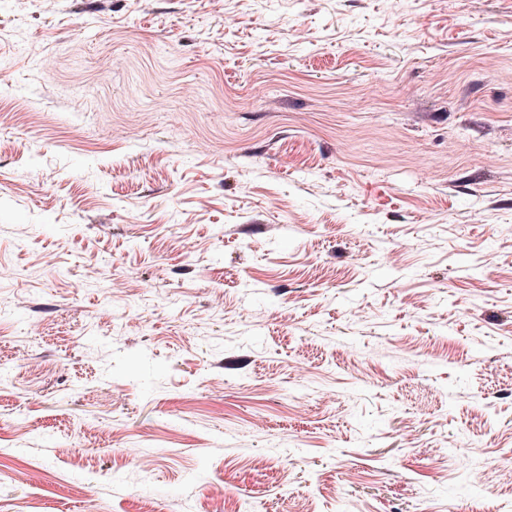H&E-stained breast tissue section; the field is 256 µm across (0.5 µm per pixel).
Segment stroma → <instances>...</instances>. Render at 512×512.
I'll list each match as a JSON object with an SVG mask.
<instances>
[{"mask_svg":"<svg viewBox=\"0 0 512 512\" xmlns=\"http://www.w3.org/2000/svg\"><path fill=\"white\" fill-rule=\"evenodd\" d=\"M0 68V512H512V0H0Z\"/></svg>","mask_w":512,"mask_h":512,"instance_id":"stroma-1","label":"stroma"}]
</instances>
